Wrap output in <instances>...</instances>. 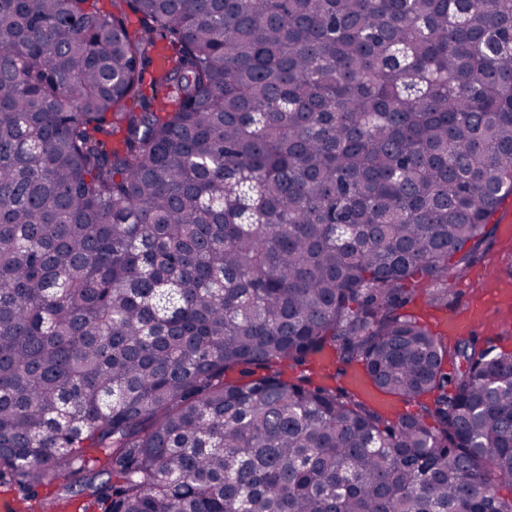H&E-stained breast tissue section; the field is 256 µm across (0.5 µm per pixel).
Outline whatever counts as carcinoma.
<instances>
[{
    "mask_svg": "<svg viewBox=\"0 0 512 512\" xmlns=\"http://www.w3.org/2000/svg\"><path fill=\"white\" fill-rule=\"evenodd\" d=\"M111 5L0 0L23 512H512V350L407 311L512 197V0Z\"/></svg>",
    "mask_w": 512,
    "mask_h": 512,
    "instance_id": "obj_1",
    "label": "carcinoma"
}]
</instances>
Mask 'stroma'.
I'll use <instances>...</instances> for the list:
<instances>
[{
	"mask_svg": "<svg viewBox=\"0 0 512 512\" xmlns=\"http://www.w3.org/2000/svg\"><path fill=\"white\" fill-rule=\"evenodd\" d=\"M492 235L479 248L464 274L448 290V300L431 306L425 300L411 305L423 322L433 315L456 318L474 317L473 334L479 343H491L512 349V199L507 200L494 216Z\"/></svg>",
	"mask_w": 512,
	"mask_h": 512,
	"instance_id": "obj_1",
	"label": "stroma"
}]
</instances>
